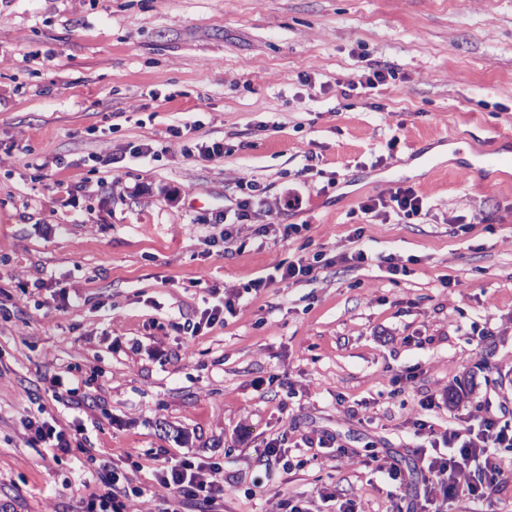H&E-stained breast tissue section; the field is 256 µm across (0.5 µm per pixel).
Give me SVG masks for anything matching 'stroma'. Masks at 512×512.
<instances>
[{
	"mask_svg": "<svg viewBox=\"0 0 512 512\" xmlns=\"http://www.w3.org/2000/svg\"><path fill=\"white\" fill-rule=\"evenodd\" d=\"M364 59L396 79L341 97ZM490 150L512 0H0V512H83L98 459L124 512H394L415 420L512 418V166L458 174ZM398 185L420 216L361 211ZM171 457L223 496L172 498ZM241 190V198L237 203V211L234 213V218L228 220V215L224 214V239L228 240L232 237V234L229 232V228L226 226H230L232 224H240L241 221L248 217L249 211L254 205L255 200L262 193V189L259 185L252 182H244L240 185ZM35 434L40 440L49 443L50 448H56L62 455L70 454L73 451L71 440L67 438L65 432L52 424L43 422L35 429Z\"/></svg>",
	"mask_w": 512,
	"mask_h": 512,
	"instance_id": "35a3bbf8",
	"label": "stroma"
}]
</instances>
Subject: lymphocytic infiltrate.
Instances as JSON below:
<instances>
[{"label":"lymphocytic infiltrate","instance_id":"f902f5d3","mask_svg":"<svg viewBox=\"0 0 512 512\" xmlns=\"http://www.w3.org/2000/svg\"><path fill=\"white\" fill-rule=\"evenodd\" d=\"M424 199L412 187L397 186L387 194L364 201L361 208L393 212L406 217L420 216ZM416 433L440 436L445 452L423 459L422 493L415 496L404 512H448L450 500L463 498L480 503L506 474L500 464V450H512V421L496 416L486 418L477 431L461 434L449 429L436 434L427 421L414 423ZM218 467L187 457L167 459L158 473L159 483L173 496L190 497L204 502L215 500L224 492L217 479Z\"/></svg>","mask_w":512,"mask_h":512}]
</instances>
